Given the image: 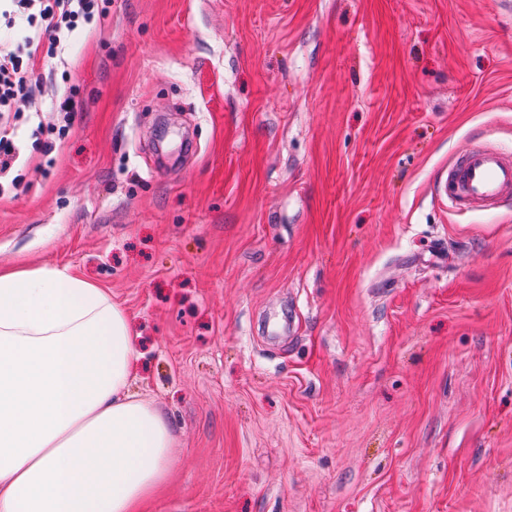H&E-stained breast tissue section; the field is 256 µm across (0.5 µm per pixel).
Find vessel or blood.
I'll return each mask as SVG.
<instances>
[{"instance_id":"1","label":"vessel or blood","mask_w":512,"mask_h":512,"mask_svg":"<svg viewBox=\"0 0 512 512\" xmlns=\"http://www.w3.org/2000/svg\"><path fill=\"white\" fill-rule=\"evenodd\" d=\"M435 190L455 210H495L512 201V155L486 146L463 150Z\"/></svg>"}]
</instances>
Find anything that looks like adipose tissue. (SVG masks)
<instances>
[{"label": "adipose tissue", "instance_id": "obj_1", "mask_svg": "<svg viewBox=\"0 0 512 512\" xmlns=\"http://www.w3.org/2000/svg\"><path fill=\"white\" fill-rule=\"evenodd\" d=\"M121 306L71 269L0 270V512H143L173 420L133 392Z\"/></svg>", "mask_w": 512, "mask_h": 512}]
</instances>
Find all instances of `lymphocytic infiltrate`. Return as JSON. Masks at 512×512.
<instances>
[{
    "instance_id": "1",
    "label": "lymphocytic infiltrate",
    "mask_w": 512,
    "mask_h": 512,
    "mask_svg": "<svg viewBox=\"0 0 512 512\" xmlns=\"http://www.w3.org/2000/svg\"><path fill=\"white\" fill-rule=\"evenodd\" d=\"M106 14L104 0H0V25L25 34L21 44L0 45V115L21 101L37 111L40 58L61 56L76 32Z\"/></svg>"
}]
</instances>
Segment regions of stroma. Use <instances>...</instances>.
Here are the masks:
<instances>
[{"instance_id": "stroma-1", "label": "stroma", "mask_w": 512, "mask_h": 512, "mask_svg": "<svg viewBox=\"0 0 512 512\" xmlns=\"http://www.w3.org/2000/svg\"><path fill=\"white\" fill-rule=\"evenodd\" d=\"M39 66L0 268L128 313L151 512H512V202L434 192L512 152V0H111ZM79 85H70L65 93L56 101L55 112L62 116L63 121L70 124L75 112H79ZM437 196L457 211H492L512 201V155L478 146L465 149L435 185Z\"/></svg>"}]
</instances>
